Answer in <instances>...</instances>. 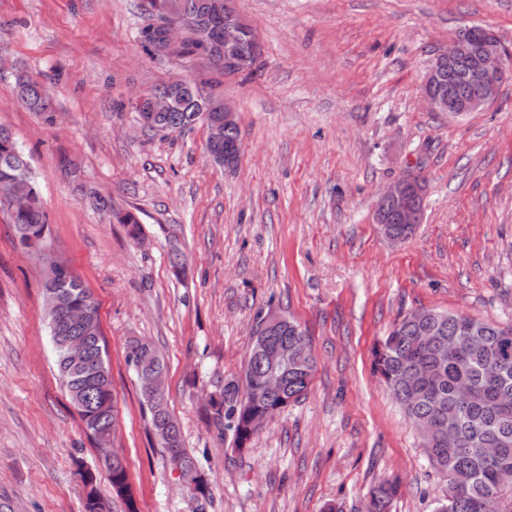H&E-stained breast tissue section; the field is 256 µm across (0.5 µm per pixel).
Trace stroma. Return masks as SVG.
<instances>
[{
	"mask_svg": "<svg viewBox=\"0 0 512 512\" xmlns=\"http://www.w3.org/2000/svg\"><path fill=\"white\" fill-rule=\"evenodd\" d=\"M235 5L261 36L249 75L149 54L147 0H0V125L31 158L59 255L99 303L138 512L196 504L150 432L126 362L133 339L166 359L170 409L209 479L206 512H365L385 479L400 483L392 512H433L448 489L371 350L421 308L512 324V81L457 120L421 95L464 28L512 49V0ZM21 73L47 86L53 124L20 102ZM178 79L207 81L235 107L233 171L208 160L203 126L162 137L139 124L131 98ZM410 172L426 179L424 217L392 244L374 203ZM93 193L136 211L140 239ZM41 283L0 211V512H82L77 470L106 478L55 376ZM271 307L307 328L316 371L306 398L240 453L207 409Z\"/></svg>",
	"mask_w": 512,
	"mask_h": 512,
	"instance_id": "obj_1",
	"label": "stroma"
}]
</instances>
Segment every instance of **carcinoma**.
<instances>
[{
  "mask_svg": "<svg viewBox=\"0 0 512 512\" xmlns=\"http://www.w3.org/2000/svg\"><path fill=\"white\" fill-rule=\"evenodd\" d=\"M168 0H148V23L143 38L149 51L157 56L205 53L222 68L223 57L215 50L222 41L224 13L235 12L232 0H180V10L170 12ZM159 22H153V18ZM203 26L209 30L208 41L189 39L175 50L163 51L158 44V31L168 20ZM19 96L35 112L49 111L46 87L29 78L18 79ZM212 96L195 85L185 92L183 104L173 112H149L139 108L144 129L167 135L191 130L204 123L200 105ZM241 142L238 125L224 130V143L206 142L208 157L224 154V146ZM10 179L7 190L28 198L25 208L9 216L14 227L30 229L28 245L39 251L51 241V225L41 202L40 194L24 151L13 134L0 126V182ZM114 217L127 226L129 237H140L137 214L130 210L117 212ZM62 290L70 300L89 306L92 319L87 326H71L64 318V307L49 301L50 293ZM47 327L51 338L58 378L69 370L77 381H66L62 387L70 402L81 398L80 419L85 433L99 450L107 470L112 495L121 499L127 512H137L123 456L114 446L118 425L116 397L112 373L106 363L99 304L93 294L72 272L57 283L42 285ZM425 319L416 321L407 313L391 326L387 336L374 348V373L390 391L405 414L414 424L430 463L436 473L448 482V496L437 503L434 512H512V486L504 484L502 475L512 473V325L476 320L481 336L464 332L468 315H447L434 308L423 311ZM264 315H257L256 332L271 336L276 344L288 346V391L272 394L260 403L250 396L249 389L266 373L265 361L246 350L243 375L224 381V386L211 397L208 419L219 435L229 431L235 449H247L259 428V418L274 419L289 406L300 402L307 394L313 378L315 360L306 329L296 320L277 331L263 327ZM59 336H91V358L97 360L103 375L99 379H81V370L70 365L65 350L58 345ZM152 344L140 339L129 342L127 361L137 374L140 389H145L152 364L147 362V350ZM150 413L152 433L164 429L168 442L162 450L168 466L180 462L196 474L197 510L204 512L210 497L206 473L196 457L184 447L181 429L170 411L167 396L155 400L141 397ZM454 427L456 443L448 447V439L440 432ZM494 448L497 458H488L483 449ZM85 488L84 512H107V501L98 489L97 476L90 470L80 473ZM398 486L382 482L370 493L365 512H388Z\"/></svg>",
  "mask_w": 512,
  "mask_h": 512,
  "instance_id": "cac0c4a2",
  "label": "carcinoma"
}]
</instances>
